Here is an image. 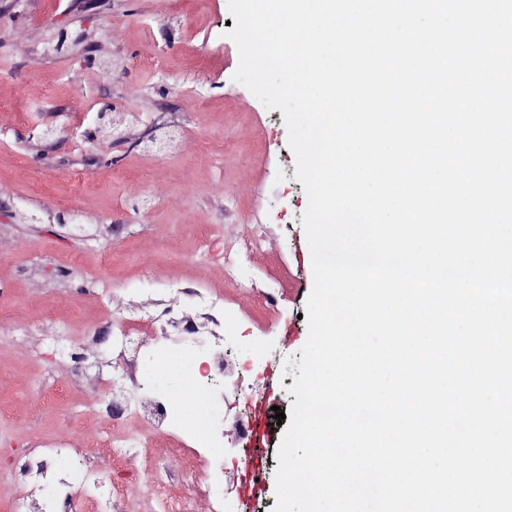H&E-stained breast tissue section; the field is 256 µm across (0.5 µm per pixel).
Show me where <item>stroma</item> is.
<instances>
[{"mask_svg":"<svg viewBox=\"0 0 512 512\" xmlns=\"http://www.w3.org/2000/svg\"><path fill=\"white\" fill-rule=\"evenodd\" d=\"M228 0H0V512L24 500L21 453L63 441L125 488L116 512H152L149 470L175 490L199 479L164 440L136 468L98 452L103 429L150 436V420L97 403L112 375V323L151 312L171 282L223 295L237 327L224 363H252L225 399L224 486L197 512H273L277 453L308 333V197L283 113L235 81ZM179 132L178 146L159 149ZM268 227L252 291L224 274L231 247ZM133 366L146 395L192 404L201 361L156 343ZM77 345L63 361L51 341ZM266 414L265 481L249 488L242 431Z\"/></svg>","mask_w":512,"mask_h":512,"instance_id":"obj_1","label":"stroma"}]
</instances>
